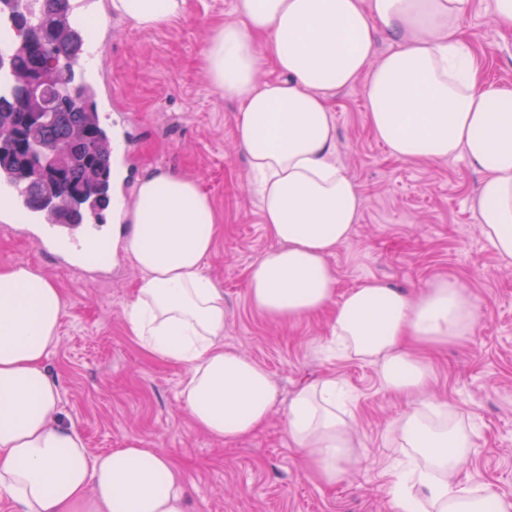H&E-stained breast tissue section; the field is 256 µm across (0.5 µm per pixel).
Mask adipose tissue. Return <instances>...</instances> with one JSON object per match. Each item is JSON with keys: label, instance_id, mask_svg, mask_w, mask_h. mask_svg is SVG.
I'll list each match as a JSON object with an SVG mask.
<instances>
[{"label": "adipose tissue", "instance_id": "ef3b65f1", "mask_svg": "<svg viewBox=\"0 0 512 512\" xmlns=\"http://www.w3.org/2000/svg\"><path fill=\"white\" fill-rule=\"evenodd\" d=\"M469 0H237V19L213 30L201 69L239 105L247 158L274 245L251 266L248 297L265 316L295 321L332 308L342 356L379 369L384 389L411 396L392 424L406 459L387 471L394 512H512L492 486L460 481L471 434L447 403L424 397L425 349L472 334L468 290L439 279L409 293L369 280L336 299L329 263L350 241L361 198L336 161L327 93L366 77L367 120L400 159L465 156L484 179L475 205L482 233L512 263V87L480 83L460 20ZM185 0H111L143 30L180 17ZM266 37L258 51L255 34ZM391 50L377 55L378 38ZM276 78L258 81L264 67ZM131 203L117 202L112 251L140 272L125 312L129 332L155 359L185 369L181 395L214 439L240 440L265 425L277 391L260 366L224 347V292L204 269L222 215L196 180L149 170ZM65 308L37 267L0 268V495L16 512H190L169 455L132 443L105 454L61 426L60 387L46 363ZM334 377L296 392L292 443L327 485L360 465Z\"/></svg>", "mask_w": 512, "mask_h": 512}]
</instances>
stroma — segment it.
I'll use <instances>...</instances> for the list:
<instances>
[{
	"mask_svg": "<svg viewBox=\"0 0 512 512\" xmlns=\"http://www.w3.org/2000/svg\"><path fill=\"white\" fill-rule=\"evenodd\" d=\"M103 38L90 80L100 117L125 121L134 134L123 191L145 170L195 179L224 216L206 270L224 292V346L264 367L279 406L258 432L234 443L198 428L181 397V365L151 357L126 327L125 307L139 280L123 256L67 269L22 227L0 230V267L30 264L62 292L67 308L47 364L59 381L60 422L87 448L106 453L131 442L165 449L181 469L192 512H392L385 472L402 451L390 447L391 423L406 399L386 391L376 366L327 352L331 314L277 321L254 309L248 272L273 245L247 161L237 145L236 102L204 79L199 61L214 28L235 18V0H186L182 16L142 30L95 0ZM493 0H470L461 19L482 77L512 86V29L493 19ZM367 79L329 91L336 156L362 204L352 238L329 262L337 297L371 279L415 293L439 278L475 299L471 336L430 350L427 394L456 407L476 445L463 483L492 485L512 501V265L501 263L473 206L479 173L465 156L399 159L367 122ZM333 375L353 396L352 431L360 465L333 486L320 483L286 434L291 396Z\"/></svg>",
	"mask_w": 512,
	"mask_h": 512,
	"instance_id": "35a3bbf8",
	"label": "stroma"
}]
</instances>
